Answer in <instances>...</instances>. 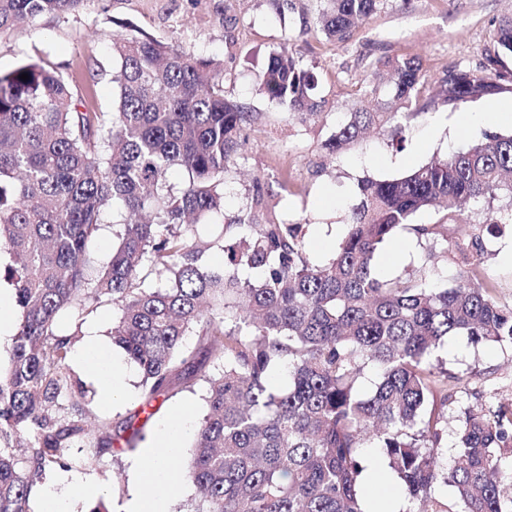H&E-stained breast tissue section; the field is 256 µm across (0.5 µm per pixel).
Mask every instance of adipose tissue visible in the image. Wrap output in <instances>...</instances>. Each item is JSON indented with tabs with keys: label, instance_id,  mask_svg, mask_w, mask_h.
Masks as SVG:
<instances>
[{
	"label": "adipose tissue",
	"instance_id": "adipose-tissue-1",
	"mask_svg": "<svg viewBox=\"0 0 512 512\" xmlns=\"http://www.w3.org/2000/svg\"><path fill=\"white\" fill-rule=\"evenodd\" d=\"M97 349L96 339H88L75 358L95 374L102 400L110 402L123 391L126 368L117 361L101 366L94 359ZM190 422L188 412L179 411L159 432L154 446L144 451L137 470L139 489L126 501L123 512H169V500L175 487L181 483L170 461L179 454V437L188 430ZM96 492L94 483L77 481L74 476L55 478L40 491L43 512H74L75 494L92 496Z\"/></svg>",
	"mask_w": 512,
	"mask_h": 512
}]
</instances>
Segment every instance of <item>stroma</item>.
Here are the masks:
<instances>
[{
	"label": "stroma",
	"mask_w": 512,
	"mask_h": 512,
	"mask_svg": "<svg viewBox=\"0 0 512 512\" xmlns=\"http://www.w3.org/2000/svg\"><path fill=\"white\" fill-rule=\"evenodd\" d=\"M318 0H288L285 19L273 21V0H86L75 13L43 15L0 32V71L8 72L21 62L42 58L73 78L91 103L107 109L112 105V31L135 30L200 58L222 62L228 98L244 103L261 120L244 145L236 167L229 171V191L224 212L231 215L242 202L244 189L256 174L271 181H287L288 199L278 210L293 222L308 224L305 254L314 263L328 262L345 233L348 210L355 201L357 179H393L436 157L481 139L482 126L465 129L458 112L436 105L412 119L403 145L393 144L388 133L374 130L347 150L331 154L323 147L347 113L364 98L369 85H385L381 60L409 54L418 56L430 76L459 67L484 71L489 57L497 54L494 31L501 20L512 17V0H379L370 17L342 43L312 31ZM288 45L302 64L319 77L325 100L324 116L301 121L283 117L258 90L256 78L270 52ZM469 224L448 227L449 243L470 241L480 235L484 262L479 278L489 284L503 310H512V263L502 248L512 245V224L499 232L478 233L477 223L492 222L496 211L483 204L469 206ZM461 267L456 250L438 263L426 259V250L409 235L398 244L384 246L375 269L384 277L423 276L437 287L448 285ZM119 316L117 307L105 301L93 311L64 313L61 328L74 333L75 348L96 337L105 358L122 356L109 332ZM447 369L448 402L443 409L446 427L441 446L453 457L456 430L467 409L495 411L512 403V347L494 343L472 344L467 337L452 336L434 353ZM75 380L92 390L93 419L118 427L140 403L141 375L136 365L125 392L106 403L97 396L98 380L85 365L70 360ZM207 385L203 377L177 375L159 414L143 429L134 449L101 447L99 429H92L83 446L67 451L62 464L47 469L45 479L69 472L97 484L98 497L77 498L76 512H91L104 503L108 512H120L135 492L136 467L142 448L148 447L158 428L175 409L188 411L193 422L207 412Z\"/></svg>",
	"instance_id": "35a3bbf8"
}]
</instances>
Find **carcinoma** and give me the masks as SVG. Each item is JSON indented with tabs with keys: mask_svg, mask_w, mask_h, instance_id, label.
Listing matches in <instances>:
<instances>
[{
	"mask_svg": "<svg viewBox=\"0 0 512 512\" xmlns=\"http://www.w3.org/2000/svg\"><path fill=\"white\" fill-rule=\"evenodd\" d=\"M315 27L346 40L380 0H321ZM84 0H0V31L24 18L67 14ZM512 56V18L496 30ZM112 111L89 105L61 72L26 61L0 72V249L12 264L0 281L13 290L21 319L0 367V512H29L37 479L90 431L87 392L74 380V334L58 326L67 309L102 301L119 310L112 343L142 374L141 412L160 408L172 374L188 362L184 338L198 336L205 358L208 412L191 445L186 476L199 497L187 512H388L384 493H362L361 448L369 441L398 479L414 512H439V483L456 489L463 512H512L498 450L512 444V407L464 413L454 462L441 452L448 373L432 362L448 336L512 346V310L501 309L474 270L481 239L455 243L467 268L449 287L425 278H383L374 258L405 232L439 258L448 225L466 222L462 206L512 198V134L487 133L464 149L403 177H364L356 185L347 233L324 264L305 256L307 225L277 215L262 175L245 203L220 223L224 175L258 117L226 98L224 69L149 37L114 33ZM449 69L436 94L419 57L382 62L392 74L391 112L380 90L336 125L324 147L337 154L373 126L401 143L407 122L441 103L459 108L502 90L512 73ZM26 73L29 79H20ZM260 91L286 115L321 114L317 74L283 44L259 75ZM188 175L182 188L170 169ZM123 229L108 260L93 242L109 209ZM423 210L438 215L416 224ZM240 233L229 247L224 239ZM227 253L208 266L211 250ZM166 286L155 288L153 278ZM376 370L374 389L359 380ZM285 386L275 389L276 377ZM70 406L60 418L61 399ZM33 432V467L10 450Z\"/></svg>",
	"mask_w": 512,
	"mask_h": 512,
	"instance_id": "1",
	"label": "carcinoma"
}]
</instances>
